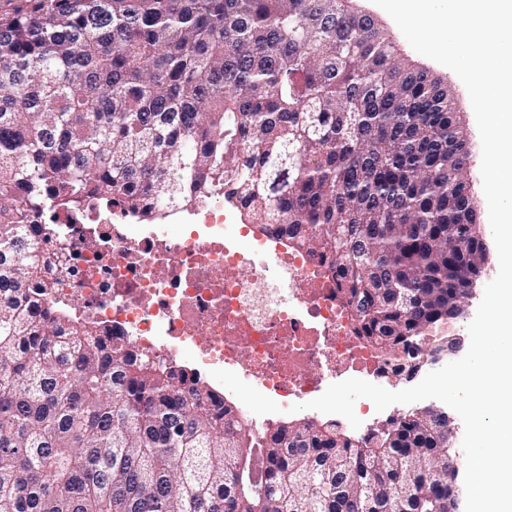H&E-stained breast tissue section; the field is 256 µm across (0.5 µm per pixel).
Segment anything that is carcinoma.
I'll list each match as a JSON object with an SVG mask.
<instances>
[{"mask_svg":"<svg viewBox=\"0 0 512 512\" xmlns=\"http://www.w3.org/2000/svg\"><path fill=\"white\" fill-rule=\"evenodd\" d=\"M348 0H14L0 11V512H447L448 421L300 417L254 456L206 381L42 309V212L224 195L318 253L356 334L423 370L489 247L448 80Z\"/></svg>","mask_w":512,"mask_h":512,"instance_id":"obj_1","label":"carcinoma"}]
</instances>
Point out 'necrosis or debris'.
Wrapping results in <instances>:
<instances>
[{"label":"necrosis or debris","instance_id":"necrosis-or-debris-1","mask_svg":"<svg viewBox=\"0 0 512 512\" xmlns=\"http://www.w3.org/2000/svg\"><path fill=\"white\" fill-rule=\"evenodd\" d=\"M37 222L50 265L46 307L207 375L236 401L255 441L272 420L251 390L287 409L349 378L383 387L397 375L396 362L356 335V315L320 258L235 223L223 197L193 209L176 235L95 202Z\"/></svg>","mask_w":512,"mask_h":512}]
</instances>
